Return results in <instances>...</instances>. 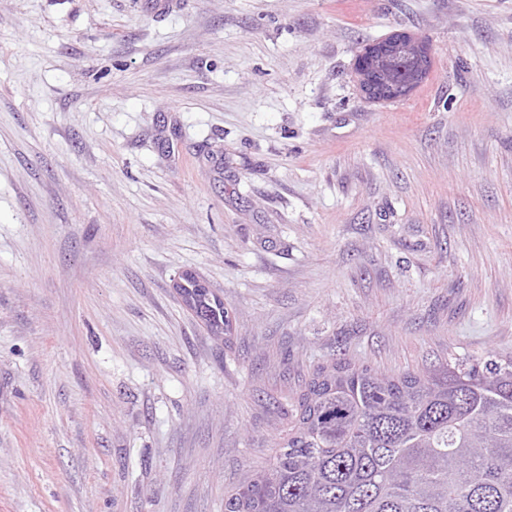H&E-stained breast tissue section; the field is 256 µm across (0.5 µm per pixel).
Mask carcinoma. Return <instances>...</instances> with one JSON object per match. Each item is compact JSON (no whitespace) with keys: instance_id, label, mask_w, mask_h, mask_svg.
<instances>
[{"instance_id":"1","label":"carcinoma","mask_w":512,"mask_h":512,"mask_svg":"<svg viewBox=\"0 0 512 512\" xmlns=\"http://www.w3.org/2000/svg\"><path fill=\"white\" fill-rule=\"evenodd\" d=\"M381 70L400 85L411 63ZM180 290L213 332L230 327L224 303L195 277ZM288 418L224 512H512L511 358L398 376L330 362Z\"/></svg>"}]
</instances>
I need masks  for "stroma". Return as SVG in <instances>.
Instances as JSON below:
<instances>
[{
  "instance_id": "1",
  "label": "stroma",
  "mask_w": 512,
  "mask_h": 512,
  "mask_svg": "<svg viewBox=\"0 0 512 512\" xmlns=\"http://www.w3.org/2000/svg\"><path fill=\"white\" fill-rule=\"evenodd\" d=\"M496 356L512 0H0V512H224L319 365ZM403 41L406 43L405 49L410 53L411 60L414 62L417 80L412 81L401 89L398 96H409L416 88V84L426 77L431 62V52L428 45L414 36L412 37L404 33L394 34L387 39L366 46L359 54L356 75L358 77V86H360L361 92L367 98L373 100H392L396 95L395 89H389L383 84H378L373 79L370 75L371 69L368 68L367 64L387 61L402 46ZM187 287L179 285L186 301L194 311L208 324L214 333L220 334L230 327V318L224 303L217 300L210 290L194 276L181 278Z\"/></svg>"
}]
</instances>
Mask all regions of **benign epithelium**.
Masks as SVG:
<instances>
[{"mask_svg": "<svg viewBox=\"0 0 512 512\" xmlns=\"http://www.w3.org/2000/svg\"><path fill=\"white\" fill-rule=\"evenodd\" d=\"M402 46L411 55V60L414 62L416 69L417 81L407 84L397 92L393 88L390 89L377 83L370 75L371 69L368 68V64L388 60ZM430 62L431 52L424 41L404 33L394 34L387 39L366 46L360 52L357 63L358 86L367 98L373 100H391L397 94L407 97L416 88V82H420L426 77Z\"/></svg>", "mask_w": 512, "mask_h": 512, "instance_id": "obj_1", "label": "benign epithelium"}]
</instances>
